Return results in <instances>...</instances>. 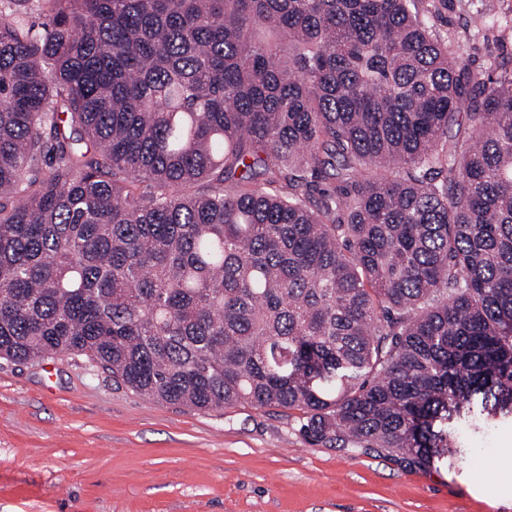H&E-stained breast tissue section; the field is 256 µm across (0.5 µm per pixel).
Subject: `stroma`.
<instances>
[{
    "instance_id": "stroma-1",
    "label": "stroma",
    "mask_w": 512,
    "mask_h": 512,
    "mask_svg": "<svg viewBox=\"0 0 512 512\" xmlns=\"http://www.w3.org/2000/svg\"><path fill=\"white\" fill-rule=\"evenodd\" d=\"M471 69L512 58V0H422ZM463 467L311 444L278 408L146 398L86 357L0 359V512H512V418L456 429Z\"/></svg>"
}]
</instances>
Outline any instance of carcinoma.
<instances>
[{"label": "carcinoma", "mask_w": 512, "mask_h": 512, "mask_svg": "<svg viewBox=\"0 0 512 512\" xmlns=\"http://www.w3.org/2000/svg\"><path fill=\"white\" fill-rule=\"evenodd\" d=\"M415 2L0 0V359L465 463L512 416V60Z\"/></svg>", "instance_id": "obj_1"}]
</instances>
